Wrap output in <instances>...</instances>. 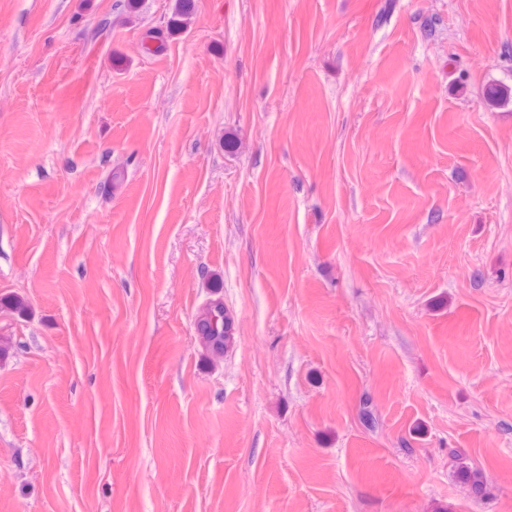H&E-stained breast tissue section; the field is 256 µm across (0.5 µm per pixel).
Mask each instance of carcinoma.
I'll list each match as a JSON object with an SVG mask.
<instances>
[{
    "label": "carcinoma",
    "mask_w": 512,
    "mask_h": 512,
    "mask_svg": "<svg viewBox=\"0 0 512 512\" xmlns=\"http://www.w3.org/2000/svg\"><path fill=\"white\" fill-rule=\"evenodd\" d=\"M194 14V0H179L176 6V19L170 21L167 34L173 35L183 31ZM211 296L200 309L195 319L197 339L211 359H218L235 343L233 333V318L229 310L224 306L221 296L220 281L212 278L209 282ZM460 476L471 487L474 494L479 495L483 490V474L478 469H473L467 463L461 461L458 465Z\"/></svg>",
    "instance_id": "1"
}]
</instances>
